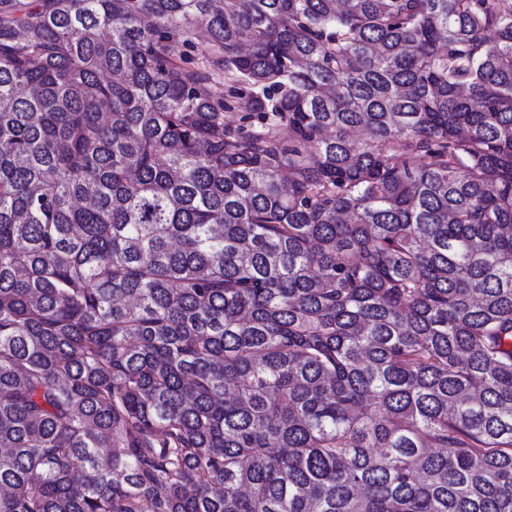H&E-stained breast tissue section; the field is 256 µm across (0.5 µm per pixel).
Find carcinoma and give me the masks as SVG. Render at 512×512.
<instances>
[{
    "label": "carcinoma",
    "instance_id": "carcinoma-1",
    "mask_svg": "<svg viewBox=\"0 0 512 512\" xmlns=\"http://www.w3.org/2000/svg\"><path fill=\"white\" fill-rule=\"evenodd\" d=\"M221 2L0 0V512H512V0Z\"/></svg>",
    "mask_w": 512,
    "mask_h": 512
}]
</instances>
